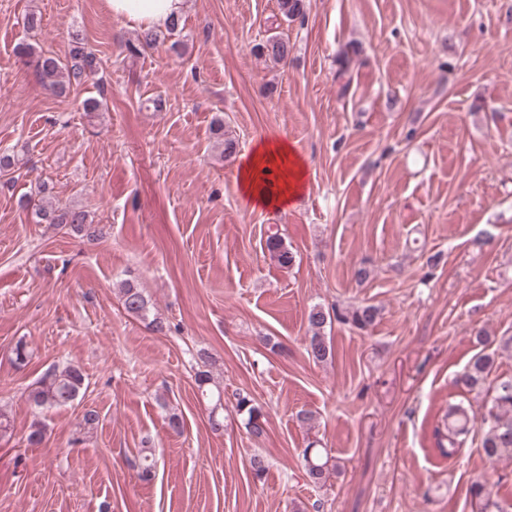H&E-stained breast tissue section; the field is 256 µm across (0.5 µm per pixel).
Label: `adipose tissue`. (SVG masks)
I'll return each instance as SVG.
<instances>
[{"mask_svg":"<svg viewBox=\"0 0 512 512\" xmlns=\"http://www.w3.org/2000/svg\"><path fill=\"white\" fill-rule=\"evenodd\" d=\"M114 18L147 28H164L180 16L186 0H107ZM276 174L275 182L264 179L265 172ZM307 168L302 157L285 139L263 137L256 141L238 169V184L250 203L281 208L299 200L306 187Z\"/></svg>","mask_w":512,"mask_h":512,"instance_id":"obj_1","label":"adipose tissue"}]
</instances>
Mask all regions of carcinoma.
<instances>
[{"label":"carcinoma","instance_id":"carcinoma-1","mask_svg":"<svg viewBox=\"0 0 512 512\" xmlns=\"http://www.w3.org/2000/svg\"><path fill=\"white\" fill-rule=\"evenodd\" d=\"M279 9L286 19L293 20L302 15L303 3L302 0H279ZM180 23L181 18L178 17L170 22L164 32L154 29L141 30L137 35L138 45L130 46V50L135 51L139 46H157L164 34L177 31ZM71 43L72 47L63 59L38 53L28 44L19 45L17 52L34 64L46 89L64 95L71 87L79 86L94 77L100 69L99 58L84 46L79 34H71ZM256 50L260 56L280 64L288 60L292 45L287 38L272 35L257 44ZM22 205L31 211L38 224L67 226L73 233L87 237L97 235V230L88 224V213L80 208L53 209L45 205L43 200L33 197L22 200ZM266 247L281 266L288 267L292 264L293 255L280 234L275 232L269 235ZM119 297L124 311L148 322L152 331L163 334L169 329V324L152 312L146 296L131 282L127 281L121 285ZM378 315L379 309L374 305L338 312L334 317L320 306L313 307L308 314L311 331L306 348L308 356L316 362H323L332 356V346L324 335V328L332 319L336 318L358 330L366 331L374 325ZM493 364L491 356L479 355L458 377L457 383L471 391L486 390L488 400L484 412L479 415L462 402L448 404V413L441 426L435 429L438 439L437 451L442 457H454L465 444L467 436L478 426L483 430L481 448L488 458L512 457V377L491 378ZM84 381L83 372L74 366H65L61 369L53 367L28 389L26 399L36 409L68 407L78 398ZM236 410L243 417L245 428L252 437L259 439L265 435V414L248 393L236 394ZM303 458L310 480L315 484L326 482L329 471L326 450L310 443L303 450ZM156 467L154 450L141 449L137 464L138 477L144 481L150 480ZM470 494L481 503L482 512H508L499 502L491 499L481 483L473 484Z\"/></svg>","mask_w":512,"mask_h":512}]
</instances>
